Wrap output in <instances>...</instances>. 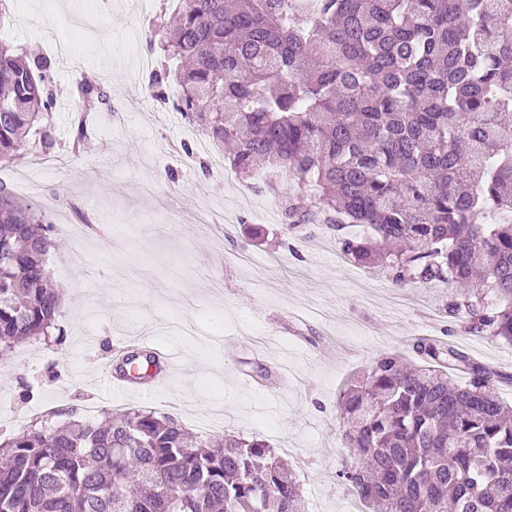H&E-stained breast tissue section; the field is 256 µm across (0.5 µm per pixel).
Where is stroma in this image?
<instances>
[{
    "label": "stroma",
    "instance_id": "obj_1",
    "mask_svg": "<svg viewBox=\"0 0 512 512\" xmlns=\"http://www.w3.org/2000/svg\"><path fill=\"white\" fill-rule=\"evenodd\" d=\"M162 2L142 12L106 0L102 24L86 30L63 22L84 0H13L0 30V41L50 65L57 146L1 163L0 186L46 211L47 265L70 301L61 346L27 340L0 360V427L49 408L152 409L191 430L207 420L211 434L286 451L307 512H363L339 478L349 459L339 398L353 376L382 353L411 354L418 337L512 374V344L452 324L442 304L453 283L397 287L383 268L343 261L317 224L286 237L288 178L255 192L248 180L229 186L202 171L209 151L169 122L138 70ZM84 79L103 80L107 100L78 99ZM138 336L175 352L166 384L148 394L103 389L112 348Z\"/></svg>",
    "mask_w": 512,
    "mask_h": 512
}]
</instances>
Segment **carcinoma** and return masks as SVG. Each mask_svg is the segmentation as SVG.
I'll return each mask as SVG.
<instances>
[{"label": "carcinoma", "instance_id": "carcinoma-1", "mask_svg": "<svg viewBox=\"0 0 512 512\" xmlns=\"http://www.w3.org/2000/svg\"><path fill=\"white\" fill-rule=\"evenodd\" d=\"M174 15L151 27L180 62L152 74V97L230 145L236 174L296 184L286 233L323 224L398 286L450 280L452 322L512 343V0H183ZM47 68L0 43V160L26 140L54 148ZM50 228L0 189V359L63 343ZM412 352L422 363L383 354L340 395L339 477L368 512H512L495 392L512 376L432 338ZM60 416L0 443V512H306L294 469L256 437L192 439L150 410Z\"/></svg>", "mask_w": 512, "mask_h": 512}]
</instances>
